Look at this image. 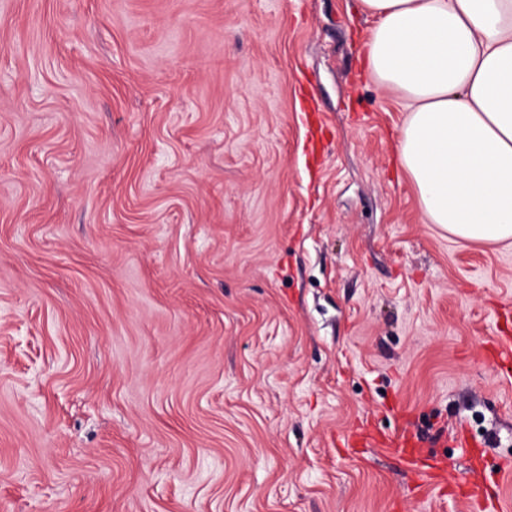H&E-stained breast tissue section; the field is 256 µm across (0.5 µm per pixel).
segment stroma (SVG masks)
Listing matches in <instances>:
<instances>
[{
	"mask_svg": "<svg viewBox=\"0 0 512 512\" xmlns=\"http://www.w3.org/2000/svg\"><path fill=\"white\" fill-rule=\"evenodd\" d=\"M359 0H0V512H512V243L425 223ZM386 448H392V453L409 469L416 468L418 480L423 485L435 486V476L427 469L418 466L417 443L406 435L394 436L385 442Z\"/></svg>",
	"mask_w": 512,
	"mask_h": 512,
	"instance_id": "1",
	"label": "stroma"
}]
</instances>
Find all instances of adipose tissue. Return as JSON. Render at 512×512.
Returning <instances> with one entry per match:
<instances>
[{
	"label": "adipose tissue",
	"instance_id": "obj_1",
	"mask_svg": "<svg viewBox=\"0 0 512 512\" xmlns=\"http://www.w3.org/2000/svg\"><path fill=\"white\" fill-rule=\"evenodd\" d=\"M370 80L408 111L398 163L425 223L512 240V0H361Z\"/></svg>",
	"mask_w": 512,
	"mask_h": 512
}]
</instances>
